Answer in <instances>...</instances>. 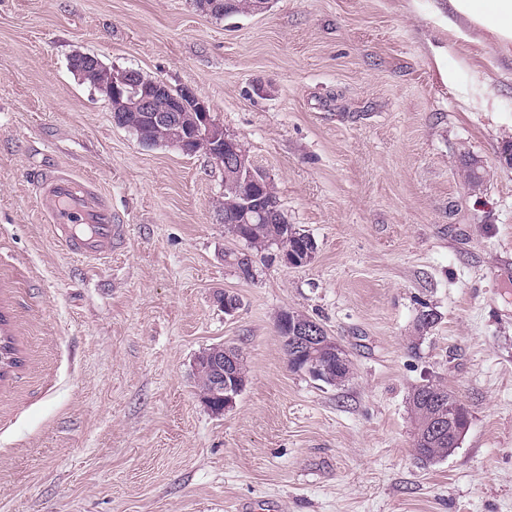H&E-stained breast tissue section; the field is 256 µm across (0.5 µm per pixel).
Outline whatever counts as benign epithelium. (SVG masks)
<instances>
[{"mask_svg":"<svg viewBox=\"0 0 512 512\" xmlns=\"http://www.w3.org/2000/svg\"><path fill=\"white\" fill-rule=\"evenodd\" d=\"M169 90L162 80H156L149 86L140 83L138 72L133 69H112V121L122 127L128 112H150L151 121L157 126L176 123L180 136L171 141L170 145L186 154L203 153L213 162L224 165L225 161L234 163L231 174L233 188L242 195L256 197L264 190L267 178L261 173L253 158L239 152L238 141L235 137L224 132L222 125L212 116L210 105L196 94L184 88L179 94L171 96L168 106L163 111H152L155 97ZM266 218V211L249 206L238 215L240 224H259ZM301 250L280 244L274 253V258L284 266H296L302 263L299 255ZM282 334L285 340L292 342L290 359L303 363V371L316 381L328 382L336 366L347 362V356L336 341L323 334L316 335V327L300 325L288 320V315L281 317ZM318 342L324 360L303 362V354L309 350V345ZM237 362V352L222 346L205 351L194 361L193 370L198 372L206 367L212 373L211 386L215 392L224 393L223 407L218 412L232 409L236 398L242 392V385L234 375L225 369Z\"/></svg>","mask_w":512,"mask_h":512,"instance_id":"obj_1","label":"benign epithelium"}]
</instances>
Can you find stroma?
Listing matches in <instances>:
<instances>
[{"label": "stroma", "instance_id": "1", "mask_svg": "<svg viewBox=\"0 0 512 512\" xmlns=\"http://www.w3.org/2000/svg\"><path fill=\"white\" fill-rule=\"evenodd\" d=\"M446 0H0V512H512V55ZM75 54L190 87L267 175L306 264L254 262L202 154L146 147L69 67ZM58 168L124 226L69 254L35 203ZM241 306L225 315L217 292ZM435 321L422 326V311ZM297 312L351 363L290 368ZM239 349L233 409L193 363ZM440 382L469 428L413 451L409 398Z\"/></svg>", "mask_w": 512, "mask_h": 512}]
</instances>
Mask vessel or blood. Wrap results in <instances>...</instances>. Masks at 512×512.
Masks as SVG:
<instances>
[{
    "instance_id": "vessel-or-blood-1",
    "label": "vessel or blood",
    "mask_w": 512,
    "mask_h": 512,
    "mask_svg": "<svg viewBox=\"0 0 512 512\" xmlns=\"http://www.w3.org/2000/svg\"><path fill=\"white\" fill-rule=\"evenodd\" d=\"M36 203L54 239L88 260L112 253L121 227L97 187L57 168L44 170L37 182Z\"/></svg>"
}]
</instances>
